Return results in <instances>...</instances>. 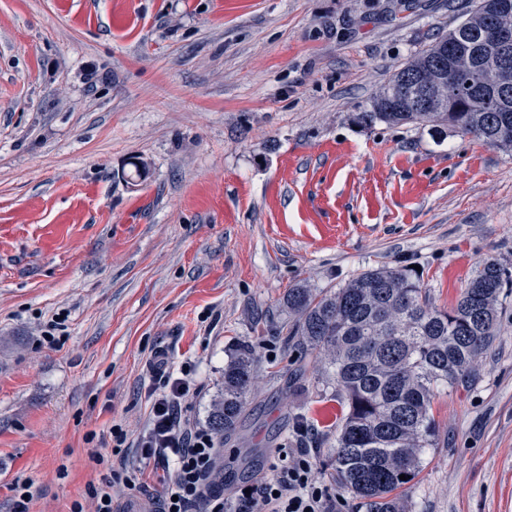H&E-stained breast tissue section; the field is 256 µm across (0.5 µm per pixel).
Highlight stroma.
I'll return each mask as SVG.
<instances>
[{
	"label": "stroma",
	"instance_id": "35a3bbf8",
	"mask_svg": "<svg viewBox=\"0 0 512 512\" xmlns=\"http://www.w3.org/2000/svg\"><path fill=\"white\" fill-rule=\"evenodd\" d=\"M471 6L0 0V512L28 477L31 512H69L112 427L136 440L157 363H195L205 420L244 344L258 378L225 498L308 448L353 512L328 466L342 405L288 345L283 298L416 265L443 310L485 260L512 267V148L353 121ZM499 327L477 382L433 400L408 512H512L511 291Z\"/></svg>",
	"mask_w": 512,
	"mask_h": 512
}]
</instances>
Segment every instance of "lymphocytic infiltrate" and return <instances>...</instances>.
Instances as JSON below:
<instances>
[{
    "label": "lymphocytic infiltrate",
    "mask_w": 512,
    "mask_h": 512,
    "mask_svg": "<svg viewBox=\"0 0 512 512\" xmlns=\"http://www.w3.org/2000/svg\"><path fill=\"white\" fill-rule=\"evenodd\" d=\"M193 372V365L186 362L178 374L162 375V389L151 401L147 424L135 444H128L122 428L113 427L110 454L93 457L107 467L108 476L88 484L85 500L72 502L69 512H86L88 500L93 512H119L116 485L129 491L136 488L126 465L131 454L162 471L159 512H331L334 502L316 479L305 448L294 449L292 460L273 464L266 481L237 489L235 509L227 508L220 442L188 413L190 399L200 392Z\"/></svg>",
    "instance_id": "lymphocytic-infiltrate-1"
}]
</instances>
